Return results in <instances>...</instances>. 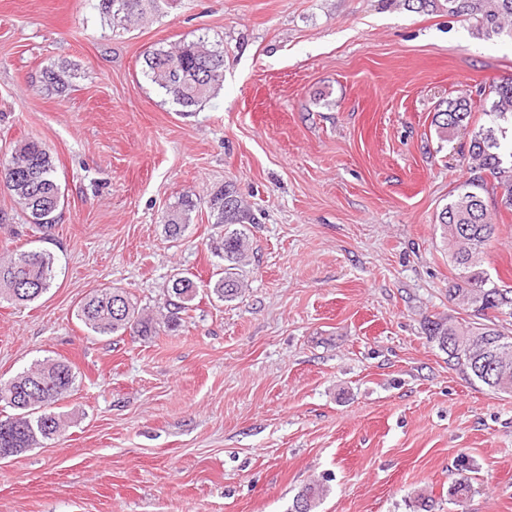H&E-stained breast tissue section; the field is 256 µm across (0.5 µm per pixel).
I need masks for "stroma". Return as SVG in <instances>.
<instances>
[{
  "label": "stroma",
  "instance_id": "stroma-1",
  "mask_svg": "<svg viewBox=\"0 0 512 512\" xmlns=\"http://www.w3.org/2000/svg\"><path fill=\"white\" fill-rule=\"evenodd\" d=\"M224 83L180 112L142 54L199 36ZM67 65L64 88L44 70ZM512 78V39L404 0H174L110 27L96 0H0V158L50 148L65 205L49 239L0 189V257L45 248L52 288L0 303V379L72 363L61 437L0 460V512H512V396L448 367L427 321L464 318L437 215L470 174L471 134L439 140L441 101ZM250 204L245 290L201 291L177 330L91 335L92 290L157 310L171 276L217 273L224 225ZM200 196L169 238L162 215ZM482 267L512 288V211L494 207ZM468 459L476 491L448 500ZM206 203L218 224H251L250 208L239 198L231 184L214 192ZM325 492L321 484H308L298 494L293 503L292 512H314L318 502L322 499Z\"/></svg>",
  "mask_w": 512,
  "mask_h": 512
}]
</instances>
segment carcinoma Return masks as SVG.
<instances>
[{
	"label": "carcinoma",
	"mask_w": 512,
	"mask_h": 512,
	"mask_svg": "<svg viewBox=\"0 0 512 512\" xmlns=\"http://www.w3.org/2000/svg\"><path fill=\"white\" fill-rule=\"evenodd\" d=\"M113 0H97L102 17L116 26L137 21L158 8L160 0H124L125 11L118 16ZM419 8L446 11L471 23L483 38H512V0H418ZM144 77L169 100L191 112L224 81V47L210 44L204 37L183 41L170 50L153 48L143 53ZM491 101L484 112L488 124L477 125L472 98L461 93L445 101L433 119L435 133L446 140L459 130L472 129L466 167L473 174L455 199L439 212L438 223L448 236L455 279L448 288V300L474 313V320L461 322L430 320L427 339L448 355V367L466 379L478 382L497 394L512 396V336L496 324L476 321L488 311L512 315V290L502 289L481 268V255L495 233V225L484 200L488 192L485 176L500 190L501 206L512 210V141L502 123L512 120V79L483 90ZM10 192L30 224L49 230L64 206V194L57 179V167L46 146L35 140L14 146L9 159L0 162V185ZM210 213L217 224H250V208L230 184L214 192ZM198 200L185 196L180 205L162 216L165 232L179 237L189 227L190 214ZM215 255L224 262L223 276L207 290L220 301H231L242 293L243 280L238 270L248 262L246 237L241 232L224 234V244ZM55 257L43 249L19 250L0 262V301L27 304L46 293L54 280ZM201 281L196 275H173L163 303V324L170 330L181 325L182 316L191 310ZM77 319L96 336H151L157 321L140 312L126 292L118 288L95 289L77 305ZM76 373L63 359L46 358L34 363L16 377L0 381V403L14 414L0 418V452L12 456L35 448L61 435L66 427L59 403L72 391ZM325 492L321 484H309L298 494L292 512H314ZM475 492L471 480L461 477L448 485V500L460 504Z\"/></svg>",
	"instance_id": "obj_1"
}]
</instances>
